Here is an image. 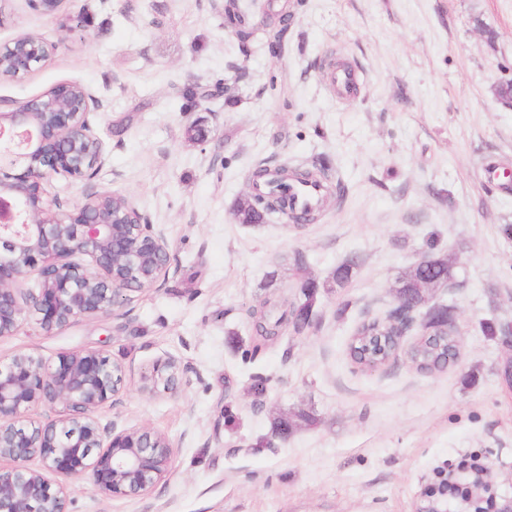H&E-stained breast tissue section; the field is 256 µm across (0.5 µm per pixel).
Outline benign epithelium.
Returning a JSON list of instances; mask_svg holds the SVG:
<instances>
[{
    "mask_svg": "<svg viewBox=\"0 0 512 512\" xmlns=\"http://www.w3.org/2000/svg\"><path fill=\"white\" fill-rule=\"evenodd\" d=\"M57 15L65 0H28ZM56 45L16 37L0 50V74L18 77L46 60ZM100 102L85 86L63 82L41 96L0 111V338L24 322L50 333L120 307L126 292L168 275L164 232L144 221L131 201L115 215L94 192L68 209L47 185L61 175L86 179L105 163L103 143L89 121ZM31 273L38 288L25 289ZM389 313L396 351L413 327L427 293L395 294ZM443 306L428 308L416 339L434 335ZM124 369L97 350L73 351L48 364L31 353L0 360V512H68L66 480L86 478L106 497L134 496L166 478L174 448L149 428L116 430L98 411L119 395ZM172 359L145 377L146 387L177 390ZM39 405H59L57 417L25 419ZM37 459L42 468L29 462Z\"/></svg>",
    "mask_w": 512,
    "mask_h": 512,
    "instance_id": "1",
    "label": "benign epithelium"
}]
</instances>
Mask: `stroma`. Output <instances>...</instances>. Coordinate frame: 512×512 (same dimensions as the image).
<instances>
[{
  "instance_id": "obj_1",
  "label": "stroma",
  "mask_w": 512,
  "mask_h": 512,
  "mask_svg": "<svg viewBox=\"0 0 512 512\" xmlns=\"http://www.w3.org/2000/svg\"><path fill=\"white\" fill-rule=\"evenodd\" d=\"M288 4L275 56L263 37L270 0H239L254 32L245 45L224 25V0H66L59 17L0 0V46L22 32L57 46L27 75L0 76V101L75 82L101 102L89 120L105 164L87 181L56 177L49 192L71 206L93 191L124 196L174 254L165 279L114 313L0 339L5 361L109 355L125 377L101 423L153 429L175 450L169 476L140 496L70 480L71 512H426L430 485L471 454L512 498V348L501 334L512 323V192L484 174L492 160L512 169V108L497 96L512 83V0ZM336 62L357 70L354 95L332 91ZM196 86L213 97L183 101ZM284 162L324 169L339 193L310 224L278 213L238 223L253 169ZM427 253L454 270L427 303L452 311L457 360L435 373L403 353L356 367V327L388 316L398 278ZM300 254L318 281L352 257L357 273L321 292L302 334L258 335L253 308L277 318L298 302ZM170 357L177 394L144 390ZM302 411L315 425L274 438L275 420Z\"/></svg>"
}]
</instances>
